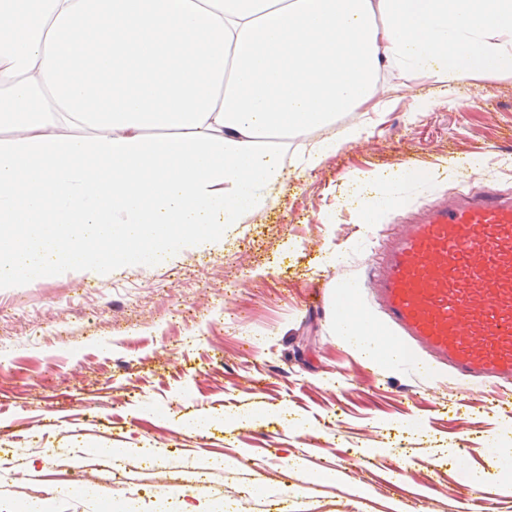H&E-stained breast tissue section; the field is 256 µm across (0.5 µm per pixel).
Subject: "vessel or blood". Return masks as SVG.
Returning a JSON list of instances; mask_svg holds the SVG:
<instances>
[{"mask_svg":"<svg viewBox=\"0 0 512 512\" xmlns=\"http://www.w3.org/2000/svg\"><path fill=\"white\" fill-rule=\"evenodd\" d=\"M369 276L410 366L512 379V195L486 184L400 217Z\"/></svg>","mask_w":512,"mask_h":512,"instance_id":"b4317fda","label":"vessel or blood"}]
</instances>
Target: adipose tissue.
Instances as JSON below:
<instances>
[{"label":"adipose tissue","instance_id":"ef3b65f1","mask_svg":"<svg viewBox=\"0 0 512 512\" xmlns=\"http://www.w3.org/2000/svg\"><path fill=\"white\" fill-rule=\"evenodd\" d=\"M512 74V0H0V288L63 268L134 266L263 209L290 142L314 166L362 139L336 119L381 72ZM425 173H383L359 203L382 223ZM356 354L401 350L337 319Z\"/></svg>","mask_w":512,"mask_h":512}]
</instances>
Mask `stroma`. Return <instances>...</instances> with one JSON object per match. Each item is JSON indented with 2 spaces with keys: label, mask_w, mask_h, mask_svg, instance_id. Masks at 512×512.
<instances>
[{
  "label": "stroma",
  "mask_w": 512,
  "mask_h": 512,
  "mask_svg": "<svg viewBox=\"0 0 512 512\" xmlns=\"http://www.w3.org/2000/svg\"><path fill=\"white\" fill-rule=\"evenodd\" d=\"M380 96L387 111L355 115L361 142L312 170L287 158L273 203L223 245L0 288L5 512L24 484L80 453L85 492L61 499L44 484L52 512H108L114 497L134 512L176 501L184 512H395L412 500L476 512L468 474L504 482L512 384L493 394L402 364L383 371L333 313L341 284L370 309L367 269L394 232L391 216L357 223L363 178L425 172L410 210L485 182L512 194V76L466 79L442 98L430 79L393 74ZM196 417L204 432L185 428Z\"/></svg>",
  "instance_id": "stroma-1"
}]
</instances>
